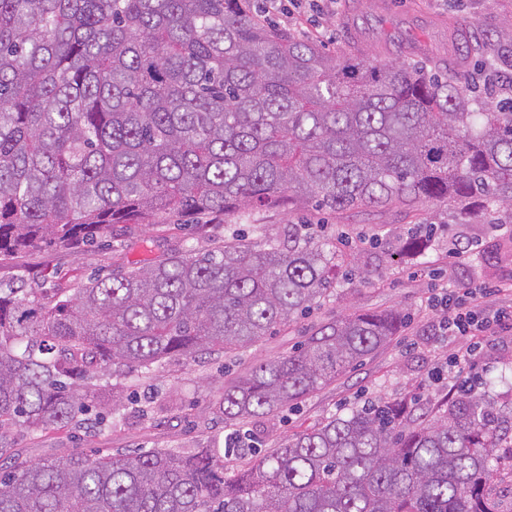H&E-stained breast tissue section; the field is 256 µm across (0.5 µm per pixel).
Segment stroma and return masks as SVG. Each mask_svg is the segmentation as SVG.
<instances>
[{"label":"stroma","instance_id":"1","mask_svg":"<svg viewBox=\"0 0 512 512\" xmlns=\"http://www.w3.org/2000/svg\"><path fill=\"white\" fill-rule=\"evenodd\" d=\"M352 15L365 41L360 59L378 64L393 60L398 45L410 40L433 45L439 54H446L449 23L480 37L486 26L512 18V0H342L334 9L327 0H302L287 10L268 13L267 18L296 38L336 52L352 41L346 24ZM424 219L439 227L425 256L393 260L380 250L366 249L360 265L369 270V283L337 282L332 296L321 306L300 320L277 327L271 336L247 350L166 361L149 375L128 377L130 400L126 407L94 432L68 428L30 435L17 430L12 435L15 449L23 458L39 459L63 457L75 450L87 454H131L155 448L187 452L210 443L223 455L225 468H233L235 459L224 448V420L212 406L221 388L253 363L293 351L317 327L354 310L393 307L408 312L409 319L400 336L347 369L333 384L287 411L258 423L241 424V433L257 435V446L264 449L275 438L372 402L401 400L414 409L436 408L447 399L454 382V370L448 362L460 347L459 342L445 336L440 325L442 312L430 308L438 288L474 282L512 285V262L498 259L496 254L503 231L483 223H450L443 206L427 208ZM236 221V216L219 215L197 230L174 221L153 227L132 224L127 228L128 246L122 254L89 247L37 250L0 260V280L21 281L48 291L69 288L92 274L105 276L116 265L130 266L143 260L142 242L148 238L157 240L164 249H213L215 242L224 238L225 224ZM249 221L265 225L272 236L282 235L288 224H312L321 237L340 236L349 243L386 229L403 236L413 224L412 218L396 210L336 213L295 204L255 210ZM454 239L469 244L466 259L460 263L448 255V244ZM510 371L512 332L486 337L476 367V388L504 410L512 407V387L501 383L500 377Z\"/></svg>","mask_w":512,"mask_h":512}]
</instances>
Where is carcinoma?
<instances>
[{"mask_svg": "<svg viewBox=\"0 0 512 512\" xmlns=\"http://www.w3.org/2000/svg\"><path fill=\"white\" fill-rule=\"evenodd\" d=\"M512 70V21L466 46ZM328 53L250 0H0V258L125 247V225H205L313 201L335 212L459 205L512 221V98L491 108L452 73ZM435 227L375 237L424 255ZM202 255L170 252L42 301L0 285V512H501L491 460L512 416L471 389L439 415L400 401L333 416L266 456L191 452L20 459L11 433L123 408L124 380L236 353L329 296L340 248L310 224L284 238L224 225ZM398 309L353 311L224 386V423L275 414L391 342Z\"/></svg>", "mask_w": 512, "mask_h": 512, "instance_id": "cac0c4a2", "label": "carcinoma"}]
</instances>
